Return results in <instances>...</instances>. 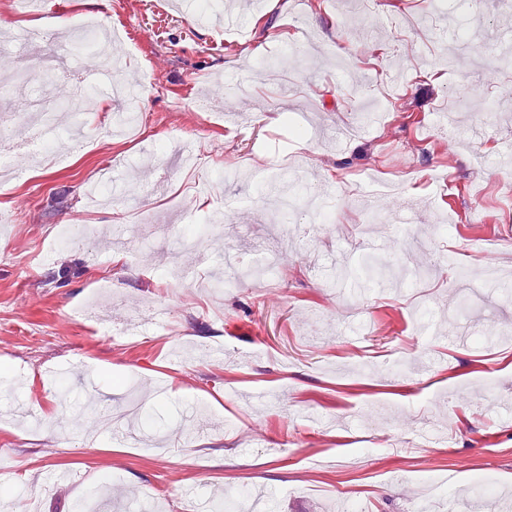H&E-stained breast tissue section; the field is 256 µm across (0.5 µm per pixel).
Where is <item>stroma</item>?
Masks as SVG:
<instances>
[{
	"label": "stroma",
	"instance_id": "obj_1",
	"mask_svg": "<svg viewBox=\"0 0 512 512\" xmlns=\"http://www.w3.org/2000/svg\"><path fill=\"white\" fill-rule=\"evenodd\" d=\"M265 0L244 29L213 28L169 0H48L42 51L68 55L74 15L121 30L118 81L144 92L135 132L102 130L124 108L83 100L85 150L63 135L47 156L16 153L0 173V487L35 512H78L103 481L158 490L152 512L189 496L263 491L266 512H419L417 478L452 473L437 512L495 507L478 475L512 487V298L466 287L460 270L494 255L512 282V8L483 0ZM65 19L55 27V19ZM343 134L344 151L336 149ZM328 185L313 223L292 194L259 196L257 174ZM411 209L412 234L394 212ZM84 246L58 238L75 218ZM206 234L183 247L191 225ZM277 275L225 276L285 232ZM386 238L390 249L368 248ZM75 268L47 286L43 276ZM101 299L112 339L74 310ZM436 358L407 378L394 363ZM93 375L96 392L79 379ZM260 426L253 434L251 426ZM55 471L74 474L56 483Z\"/></svg>",
	"mask_w": 512,
	"mask_h": 512
}]
</instances>
